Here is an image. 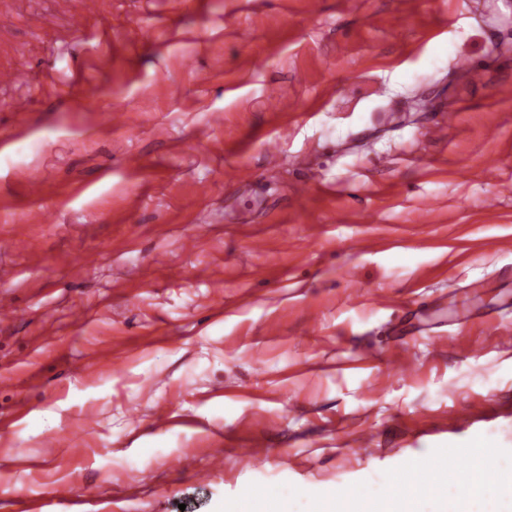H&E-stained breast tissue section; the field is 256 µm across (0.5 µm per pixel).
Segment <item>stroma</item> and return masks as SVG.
<instances>
[{
    "instance_id": "obj_1",
    "label": "stroma",
    "mask_w": 512,
    "mask_h": 512,
    "mask_svg": "<svg viewBox=\"0 0 512 512\" xmlns=\"http://www.w3.org/2000/svg\"><path fill=\"white\" fill-rule=\"evenodd\" d=\"M98 2L87 56L0 0L35 76L0 83V512H412L472 444L512 473V0Z\"/></svg>"
}]
</instances>
